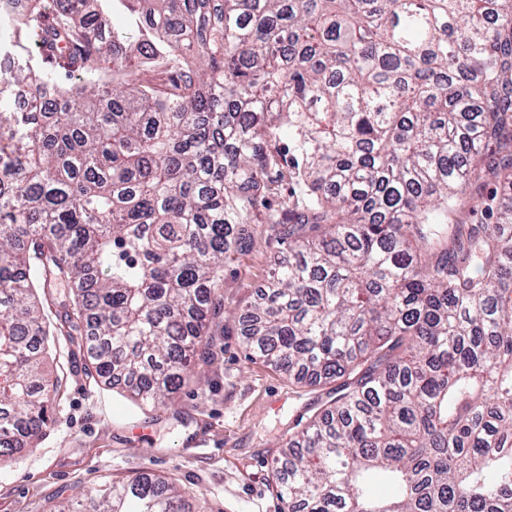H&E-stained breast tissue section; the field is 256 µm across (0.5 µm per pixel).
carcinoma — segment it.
I'll return each mask as SVG.
<instances>
[{
    "label": "carcinoma",
    "instance_id": "carcinoma-1",
    "mask_svg": "<svg viewBox=\"0 0 512 512\" xmlns=\"http://www.w3.org/2000/svg\"><path fill=\"white\" fill-rule=\"evenodd\" d=\"M16 2L0 103L36 91L0 111V463L48 425L51 336L174 406L224 264L272 224L246 348L338 382L273 462L288 512H512V0ZM488 172L481 219L448 223ZM192 508L141 473L55 512Z\"/></svg>",
    "mask_w": 512,
    "mask_h": 512
}]
</instances>
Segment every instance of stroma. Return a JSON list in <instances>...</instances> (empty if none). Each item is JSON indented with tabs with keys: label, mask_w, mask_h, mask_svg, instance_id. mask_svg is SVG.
<instances>
[{
	"label": "stroma",
	"mask_w": 512,
	"mask_h": 512,
	"mask_svg": "<svg viewBox=\"0 0 512 512\" xmlns=\"http://www.w3.org/2000/svg\"><path fill=\"white\" fill-rule=\"evenodd\" d=\"M254 234V248L224 268V301L207 339L214 359L183 385L176 407H143L97 383L68 341L55 337L48 370L63 385L54 420L36 447L0 466V512H48L56 493L142 472L163 476L205 512H287L271 459L296 420L329 400L330 388L298 383L246 355L236 314L261 297L288 248L270 225H255Z\"/></svg>",
	"instance_id": "stroma-1"
}]
</instances>
